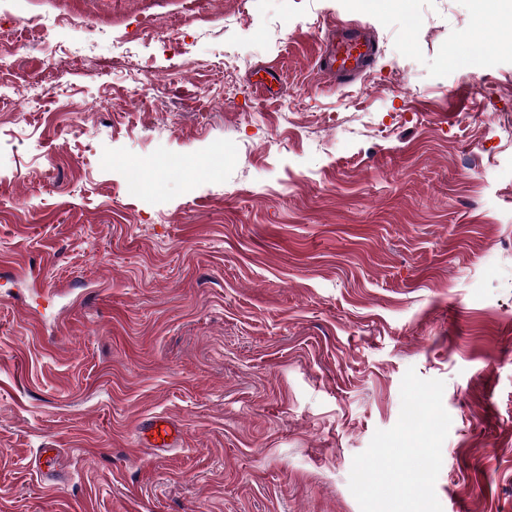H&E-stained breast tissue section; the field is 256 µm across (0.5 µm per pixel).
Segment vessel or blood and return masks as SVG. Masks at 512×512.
Instances as JSON below:
<instances>
[{"instance_id": "obj_1", "label": "vessel or blood", "mask_w": 512, "mask_h": 512, "mask_svg": "<svg viewBox=\"0 0 512 512\" xmlns=\"http://www.w3.org/2000/svg\"><path fill=\"white\" fill-rule=\"evenodd\" d=\"M376 50L367 25L340 23L329 50L318 56L320 69L336 80L347 82L366 74L375 62ZM142 432L152 447L166 448L178 438V428L163 417L148 419Z\"/></svg>"}]
</instances>
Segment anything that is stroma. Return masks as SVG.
Returning a JSON list of instances; mask_svg holds the SVG:
<instances>
[{
  "mask_svg": "<svg viewBox=\"0 0 512 512\" xmlns=\"http://www.w3.org/2000/svg\"><path fill=\"white\" fill-rule=\"evenodd\" d=\"M418 9L0 0V512H512V15ZM376 50L361 23L336 24L335 41L318 56L320 69L338 81L347 82L366 74L374 65ZM153 448H168L178 438V428L164 417L148 419L140 428Z\"/></svg>",
  "mask_w": 512,
  "mask_h": 512,
  "instance_id": "obj_1",
  "label": "stroma"
}]
</instances>
